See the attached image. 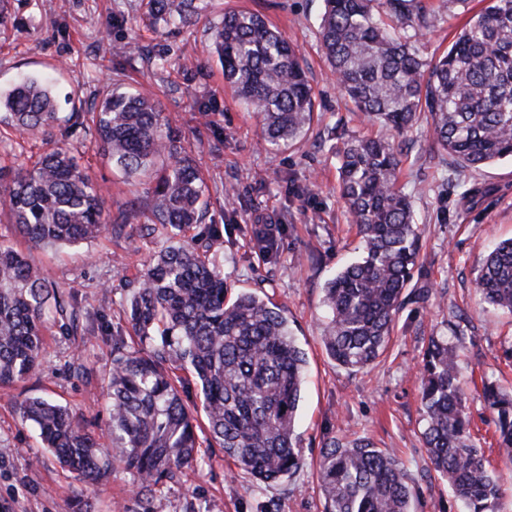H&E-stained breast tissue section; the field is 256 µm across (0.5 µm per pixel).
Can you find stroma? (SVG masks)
Masks as SVG:
<instances>
[{"label": "stroma", "instance_id": "1", "mask_svg": "<svg viewBox=\"0 0 512 512\" xmlns=\"http://www.w3.org/2000/svg\"><path fill=\"white\" fill-rule=\"evenodd\" d=\"M321 8L322 0H210L196 23L171 35L146 23L138 0H10L13 20L0 28V90L22 75L52 71L61 111L88 112L104 82L150 87L207 185L205 221L218 228L212 250L224 258L228 285L267 294L283 307L307 371L296 422L303 463L271 485L235 475L221 448L204 446L193 466L155 492H141L135 474L121 467L93 489L42 448L18 415V402L28 397L67 405L96 435H105L101 383L112 367V332H131L118 306L128 292L125 270L155 248L140 234L144 185L113 169L93 130L76 131L69 145L106 210L132 213L133 220L126 237L106 231L92 242L51 250L26 248L0 216V241L25 249L28 260L73 298L86 328L79 341L49 324L42 372L0 389V512H324L317 462L325 443L342 436L395 452L418 488L415 512H460L421 438L419 372L434 336L456 348L472 439L503 475L500 512H512V469L499 454L482 396L486 381L512 389V313L483 302L474 287L483 256L512 239V159L464 174L437 153L426 123L409 132L399 183L412 196L422 244L409 299L377 363L361 371L336 366L322 343L323 289L361 245L340 197L327 132L339 125L352 136L375 135L379 128L358 118L329 72L317 38ZM238 9L265 15L296 46L307 71L318 116L304 139L288 148L270 150L258 115L239 103L212 55L213 24ZM467 19L436 13L417 44L420 55L439 57ZM134 42L140 52L125 53ZM256 224L284 225L276 260L255 248Z\"/></svg>", "mask_w": 512, "mask_h": 512}]
</instances>
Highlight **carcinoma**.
Here are the masks:
<instances>
[{"label":"carcinoma","instance_id":"obj_1","mask_svg":"<svg viewBox=\"0 0 512 512\" xmlns=\"http://www.w3.org/2000/svg\"><path fill=\"white\" fill-rule=\"evenodd\" d=\"M154 26H185L207 10L204 0H140ZM425 0H323L318 36L341 92L386 134L349 137L335 151L340 196L361 238L359 257L324 288L322 342L337 366L356 371L386 351L396 314L420 252L411 196L398 186L396 138L431 120L438 149L463 171L512 158V0H490L437 60L416 43L430 24ZM213 53L238 100L261 117L264 141L282 148L303 139L314 118L306 72L287 39L253 11H228L214 25ZM92 121L103 155L127 179L148 184L147 235L164 240L141 263L121 300L141 348L126 351L112 336L105 382L106 442L68 407L42 397L18 405L21 421L75 479L98 484L108 469L136 474L143 492L196 460L198 431L257 483L292 475L301 464L296 419L306 379L305 353L283 309L267 295L227 296L224 257L210 252L217 233L203 225V181L181 139L146 91L107 84L93 111L60 112L45 76L26 77L0 94V124L20 135L46 136L36 160L0 165V208L32 247L125 235L132 215L110 220L104 199L71 154L66 138ZM60 138H53V130ZM280 224H256L254 246L277 258ZM475 288L484 301L512 312V239L483 259ZM76 337L79 317L62 292L12 245L0 242V388L38 373L45 315ZM183 370L200 405L182 397ZM422 439L432 469L448 482L464 512H498L501 477L471 439L455 347L431 338L420 371ZM501 455L512 464V394L488 382ZM205 424H200L198 413ZM318 483L326 512H413L418 489L387 448L361 437L322 448Z\"/></svg>","mask_w":512,"mask_h":512}]
</instances>
